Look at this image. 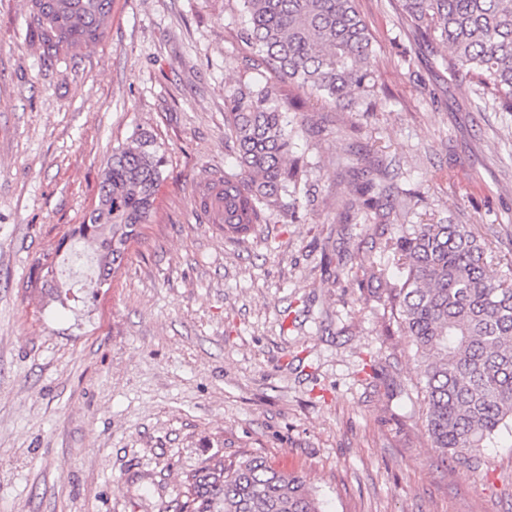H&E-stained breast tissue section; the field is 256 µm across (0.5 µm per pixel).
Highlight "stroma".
<instances>
[{
    "instance_id": "35a3bbf8",
    "label": "stroma",
    "mask_w": 512,
    "mask_h": 512,
    "mask_svg": "<svg viewBox=\"0 0 512 512\" xmlns=\"http://www.w3.org/2000/svg\"><path fill=\"white\" fill-rule=\"evenodd\" d=\"M394 0H357L381 92L337 108L282 82L291 207L225 239L194 204L234 164L224 99L267 74L237 0H112V28L73 60L25 37L0 0V512H175L209 457H266L326 512H512V437L481 463L436 458L416 362L391 319L385 235L470 225L512 260V112L480 110L447 48L418 41ZM168 163L155 213L110 286L65 241L134 132ZM407 190L365 205L353 152ZM59 250L52 291L38 262Z\"/></svg>"
}]
</instances>
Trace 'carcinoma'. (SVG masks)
<instances>
[{"label": "carcinoma", "mask_w": 512, "mask_h": 512, "mask_svg": "<svg viewBox=\"0 0 512 512\" xmlns=\"http://www.w3.org/2000/svg\"><path fill=\"white\" fill-rule=\"evenodd\" d=\"M239 36L276 78L340 104L377 88L373 37L355 0H240ZM408 28L448 47L452 80L512 112V0H398ZM29 41L47 57L75 58L107 37L112 0H26ZM276 86L240 88L224 102L235 170L199 188L195 206L236 239L281 206L302 165L290 155L298 126ZM167 163L154 136L133 134L112 151L98 202L72 235L97 257L96 278L118 274ZM385 248L401 275L388 288L391 315L415 350L431 447L441 461L478 464L477 453L512 435V280L468 224L401 225ZM179 512H322L303 477L246 456L217 458L187 476Z\"/></svg>", "instance_id": "cac0c4a2"}]
</instances>
